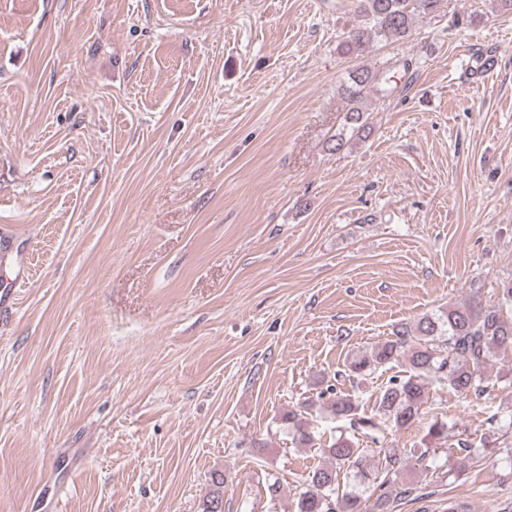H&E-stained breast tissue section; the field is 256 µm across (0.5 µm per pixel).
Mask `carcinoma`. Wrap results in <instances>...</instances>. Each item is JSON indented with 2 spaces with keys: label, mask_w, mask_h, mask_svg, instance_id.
<instances>
[{
  "label": "carcinoma",
  "mask_w": 512,
  "mask_h": 512,
  "mask_svg": "<svg viewBox=\"0 0 512 512\" xmlns=\"http://www.w3.org/2000/svg\"><path fill=\"white\" fill-rule=\"evenodd\" d=\"M440 0H362L364 24L338 44L341 54L357 58L378 37L403 39L412 30L414 16L436 11ZM396 86L391 77L359 65L349 72L341 84L339 95L344 102L345 123L352 133L361 136L368 129L364 116L370 95L388 96ZM512 349V283L502 288L501 302L485 306L474 298L448 305L436 315H425L416 323L396 325L391 336L370 352L345 360L343 368L333 373V383L326 385L318 398L326 401L330 416L377 445L373 463L374 478L365 487L340 489V471L356 469L355 475L365 477L364 466L369 456L366 449L354 445L344 436L324 443L308 430L301 414L290 411L284 417L293 431L292 441L302 447L317 448L332 460L309 472L299 493L296 512H396L400 501L430 496L423 487H411L401 481L402 472L411 461L421 462L426 453L413 459L398 448L384 446L385 436L375 418L402 430L414 425L422 415L429 386L437 384L461 396H481L495 386L492 359L499 352ZM403 363L404 376H392L379 388L366 413L359 397L339 393L335 381L348 377L363 381L378 370ZM427 437L435 442L448 438V422L435 420L427 426ZM224 472L211 475L201 512H224Z\"/></svg>",
  "instance_id": "cac0c4a2"
}]
</instances>
